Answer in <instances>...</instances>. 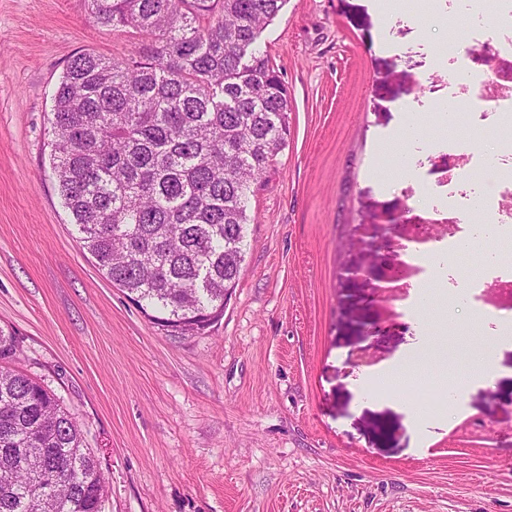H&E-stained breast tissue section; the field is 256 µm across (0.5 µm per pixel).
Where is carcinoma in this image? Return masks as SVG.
I'll list each match as a JSON object with an SVG mask.
<instances>
[{
    "label": "carcinoma",
    "instance_id": "1",
    "mask_svg": "<svg viewBox=\"0 0 512 512\" xmlns=\"http://www.w3.org/2000/svg\"><path fill=\"white\" fill-rule=\"evenodd\" d=\"M287 0H87L133 30L109 59L75 53L54 92L52 168L83 248L172 336L223 315L247 243L252 185L288 145V87L258 41ZM0 330V512H101L106 487L76 418L9 368Z\"/></svg>",
    "mask_w": 512,
    "mask_h": 512
}]
</instances>
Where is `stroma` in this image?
<instances>
[{
	"mask_svg": "<svg viewBox=\"0 0 512 512\" xmlns=\"http://www.w3.org/2000/svg\"><path fill=\"white\" fill-rule=\"evenodd\" d=\"M287 0L260 42L291 99V134L254 185L247 250L224 316L177 337L149 320L81 247L50 165L53 90L70 57L139 40L102 31L85 0H0V328L15 369L74 414L106 482L103 512H512V377L470 386L446 424L416 434L403 407H363L352 384L416 338L420 289L435 350L465 347L449 314L463 279L411 260L415 223L388 225L422 185L444 193L470 133L497 151L499 115L442 121L459 33L410 0ZM434 148L402 177L372 176L408 115ZM390 233L382 290L355 277L362 245ZM485 334L512 321V272L487 288ZM378 328L367 337L365 325ZM366 349L367 363L354 355Z\"/></svg>",
	"mask_w": 512,
	"mask_h": 512,
	"instance_id": "35a3bbf8",
	"label": "stroma"
}]
</instances>
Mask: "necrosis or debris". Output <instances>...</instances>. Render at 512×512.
I'll list each match as a JSON object with an SVG mask.
<instances>
[{
    "instance_id": "obj_1",
    "label": "necrosis or debris",
    "mask_w": 512,
    "mask_h": 512,
    "mask_svg": "<svg viewBox=\"0 0 512 512\" xmlns=\"http://www.w3.org/2000/svg\"><path fill=\"white\" fill-rule=\"evenodd\" d=\"M459 16L473 28L472 35L453 38L443 50L455 66L454 91L448 100L454 107V120L464 113L493 106L500 115L503 130H512V88L501 90L496 73L474 78L468 60L477 51L487 56L512 53V0H457ZM451 207L461 215L480 212L481 221L473 225L465 239L448 243L449 252L468 255L467 288L460 295L469 305L478 290L497 281V268L512 259V156L471 152L464 154L458 171L448 175V193L426 196L422 209L428 213ZM444 251V252H447ZM443 251L433 250L436 268H443Z\"/></svg>"
}]
</instances>
